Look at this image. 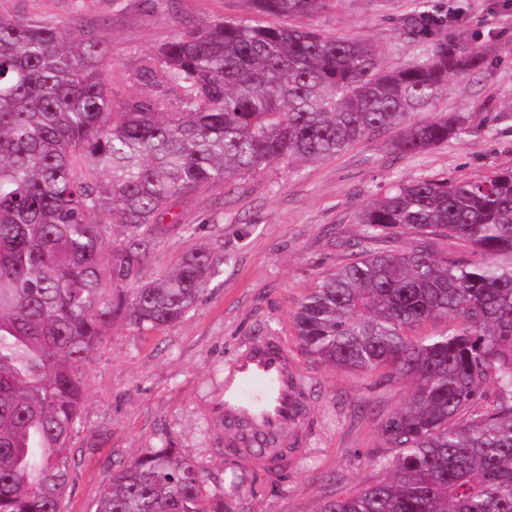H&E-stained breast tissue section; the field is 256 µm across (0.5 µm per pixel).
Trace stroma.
<instances>
[{"mask_svg":"<svg viewBox=\"0 0 512 512\" xmlns=\"http://www.w3.org/2000/svg\"><path fill=\"white\" fill-rule=\"evenodd\" d=\"M449 14L457 47H482L485 64L455 76L431 113L465 118L468 132L419 154H398L392 132L371 136L341 155L292 168L276 162L205 189L175 206L196 238L165 236L143 281L170 269L193 241L224 252L223 271L180 320L141 332L116 324L88 366L84 431L72 439L73 462L63 512H95L104 484L133 457L172 439L207 475L206 495L223 492L232 512H319L329 500L374 484L393 450L382 428L406 403L408 381L386 370L343 372L300 346L291 316L328 272L345 261L361 233L358 216L398 184L422 177L473 178L512 168V0H431ZM416 0H329L298 25L374 42L392 68L423 54L402 23ZM0 12L74 27L103 23L114 102L139 92L144 58L171 41L180 19L253 20L251 0H0ZM288 344L309 397L307 452L276 478L225 455V432L209 408L224 365L257 337Z\"/></svg>","mask_w":512,"mask_h":512,"instance_id":"stroma-1","label":"stroma"}]
</instances>
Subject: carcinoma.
<instances>
[{
    "label": "carcinoma",
    "mask_w": 512,
    "mask_h": 512,
    "mask_svg": "<svg viewBox=\"0 0 512 512\" xmlns=\"http://www.w3.org/2000/svg\"><path fill=\"white\" fill-rule=\"evenodd\" d=\"M251 2L268 20H180L141 61L142 92L118 105L100 25L0 13V512H62L92 354L119 322L178 321L219 276L224 258L192 247L139 282L163 235L196 233L177 203L382 131L402 153L464 133L457 115L416 118L485 60L477 46L448 48V17L428 0L403 26L431 50L394 69L366 40L271 22L327 0ZM359 223L348 262L292 315L296 336L325 364L387 368L412 389L384 427L387 476L321 512H512V169L400 184ZM383 235L408 246L380 251ZM436 321L439 333L421 334ZM205 482L166 439L111 475L95 512H224Z\"/></svg>",
    "instance_id": "carcinoma-1"
}]
</instances>
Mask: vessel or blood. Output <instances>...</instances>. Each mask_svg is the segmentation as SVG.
Returning <instances> with one entry per match:
<instances>
[{
    "label": "vessel or blood",
    "mask_w": 512,
    "mask_h": 512,
    "mask_svg": "<svg viewBox=\"0 0 512 512\" xmlns=\"http://www.w3.org/2000/svg\"><path fill=\"white\" fill-rule=\"evenodd\" d=\"M307 410V393L287 344L269 336L248 344L228 361L223 391L213 402L211 414L227 425L242 423L260 433L289 437L298 457ZM246 459L271 472L283 465L267 448L252 449Z\"/></svg>",
    "instance_id": "1"
}]
</instances>
